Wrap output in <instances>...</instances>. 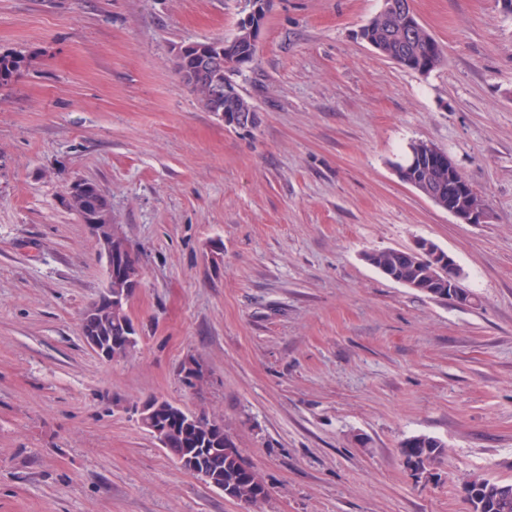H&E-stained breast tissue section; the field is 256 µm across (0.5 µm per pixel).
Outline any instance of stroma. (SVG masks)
I'll use <instances>...</instances> for the list:
<instances>
[{"mask_svg":"<svg viewBox=\"0 0 512 512\" xmlns=\"http://www.w3.org/2000/svg\"><path fill=\"white\" fill-rule=\"evenodd\" d=\"M445 60L427 74L358 33L382 0H273L230 78L243 131L174 70L232 37L241 0H0V512H246L138 424L159 397L206 411L263 477L259 512H466L456 477L512 481V12L412 0ZM444 150L486 200L464 224L402 182ZM96 183L142 267L139 342L81 335L105 260L63 201ZM434 242L477 305L396 283L363 255ZM200 366L198 386L181 367ZM446 451L414 479L400 442ZM257 35L258 31L251 41L248 32L245 34L237 32L234 37L226 40V46L222 45L224 40L190 43L186 50L178 55L176 60L178 74L184 80L195 69L200 58L212 53L218 54L220 51L224 52L225 57L227 56L233 60L238 69L242 66H248L256 60L255 39ZM27 67V57L21 52H0V88L9 86Z\"/></svg>","mask_w":512,"mask_h":512,"instance_id":"1","label":"stroma"}]
</instances>
